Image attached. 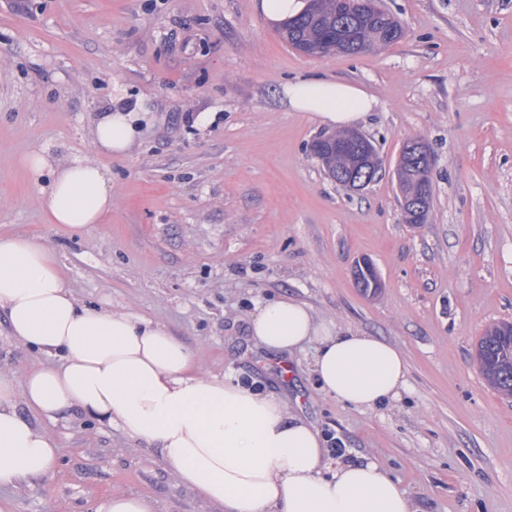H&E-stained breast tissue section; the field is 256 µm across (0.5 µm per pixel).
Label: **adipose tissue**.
<instances>
[{
    "label": "adipose tissue",
    "instance_id": "obj_1",
    "mask_svg": "<svg viewBox=\"0 0 512 512\" xmlns=\"http://www.w3.org/2000/svg\"><path fill=\"white\" fill-rule=\"evenodd\" d=\"M282 102L339 127L376 105L359 86L326 77L288 83ZM137 128L135 109L104 108L93 125L96 152L124 154ZM23 163L34 180L48 178L42 204L67 236H82L111 212L112 181L100 162L56 166L41 149ZM0 315L19 345L55 358L19 383L0 375V488L54 474L59 451L36 420L78 412L158 449L181 483L220 512H411L405 491L376 461L331 463L320 432L274 394L195 374L191 349L161 324L81 304L35 239L0 234ZM249 332L273 353L316 342L322 389L352 406L377 408L405 388L397 348L334 333L292 299L259 307Z\"/></svg>",
    "mask_w": 512,
    "mask_h": 512
}]
</instances>
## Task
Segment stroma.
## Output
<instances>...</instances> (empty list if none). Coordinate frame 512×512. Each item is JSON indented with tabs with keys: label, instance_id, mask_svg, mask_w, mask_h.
<instances>
[{
	"label": "stroma",
	"instance_id": "obj_1",
	"mask_svg": "<svg viewBox=\"0 0 512 512\" xmlns=\"http://www.w3.org/2000/svg\"><path fill=\"white\" fill-rule=\"evenodd\" d=\"M383 5L402 40L312 58L254 0H0V231L39 239L78 301L165 325L199 375L284 397L345 460H375L414 512H512V396L476 360L479 337L512 323V0ZM308 76L377 100L357 129L382 170L359 193L311 152L329 125L281 103ZM118 97L146 112L129 151L103 160L112 211L68 240L19 160L93 155V118ZM411 138L434 156L424 224L406 223L396 182ZM364 260L381 280L373 294L355 281ZM282 296L400 350V399L366 410L326 395L314 344L285 358L255 348L251 315ZM42 361L0 316V374L19 382ZM45 429L59 467L0 489L15 512H94L129 491L156 512H215L156 449L109 425Z\"/></svg>",
	"mask_w": 512,
	"mask_h": 512
}]
</instances>
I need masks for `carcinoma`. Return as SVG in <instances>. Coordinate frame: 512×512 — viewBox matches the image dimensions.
<instances>
[{
  "label": "carcinoma",
  "instance_id": "cac0c4a2",
  "mask_svg": "<svg viewBox=\"0 0 512 512\" xmlns=\"http://www.w3.org/2000/svg\"><path fill=\"white\" fill-rule=\"evenodd\" d=\"M366 0H317L301 16L282 24V38L295 50L318 43L339 45L338 52L350 56L361 54L360 45L372 42L387 46L404 36L402 23L378 9L370 10ZM314 154L322 162L326 173L347 169L342 157L330 152L327 142L316 138L312 143ZM477 361L486 379L500 391L512 394V334L505 336L499 327H493L480 337L476 349Z\"/></svg>",
  "mask_w": 512,
  "mask_h": 512
}]
</instances>
